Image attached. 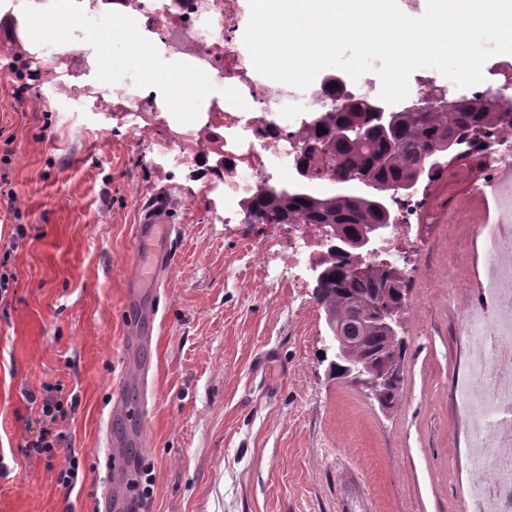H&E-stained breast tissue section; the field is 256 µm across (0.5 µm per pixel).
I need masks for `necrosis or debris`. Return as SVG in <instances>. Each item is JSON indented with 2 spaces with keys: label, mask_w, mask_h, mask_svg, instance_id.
<instances>
[{
  "label": "necrosis or debris",
  "mask_w": 512,
  "mask_h": 512,
  "mask_svg": "<svg viewBox=\"0 0 512 512\" xmlns=\"http://www.w3.org/2000/svg\"><path fill=\"white\" fill-rule=\"evenodd\" d=\"M248 11V0H128L115 13V29L134 21L158 36L166 56L190 55L195 72L223 83L224 96L211 99L203 116L160 120L133 94L129 80L87 90L97 111L122 106L129 127L161 123L157 147L171 166L211 162L207 186L222 189L224 211L231 215L261 182L297 170L308 144L306 114L333 108L336 98L322 87L298 90L257 72L240 37ZM468 149L486 159L475 175L478 191L507 193L503 178L512 170V128L472 136ZM331 244L320 224L293 225L288 237L278 239L275 256L288 270L290 287L302 286L303 272L319 266ZM490 265L500 276L489 277L479 303L462 314L469 358L458 409L482 470L466 487L473 512H512V455L502 451L503 440H512L511 240L498 241Z\"/></svg>",
  "instance_id": "necrosis-or-debris-1"
}]
</instances>
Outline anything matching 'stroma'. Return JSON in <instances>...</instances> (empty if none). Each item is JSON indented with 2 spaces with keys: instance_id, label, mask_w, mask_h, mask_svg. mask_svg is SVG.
<instances>
[{
  "instance_id": "obj_1",
  "label": "stroma",
  "mask_w": 512,
  "mask_h": 512,
  "mask_svg": "<svg viewBox=\"0 0 512 512\" xmlns=\"http://www.w3.org/2000/svg\"><path fill=\"white\" fill-rule=\"evenodd\" d=\"M0 512H96L112 483L104 455L111 383L126 365L131 228L156 193L178 203L175 262L160 311L135 346L150 360L131 458L151 475L148 512H470L475 470L454 386L465 372L460 316L491 250L477 224L469 161L427 185L404 249L407 340L390 408L330 369L326 315L312 286L250 250L267 234L204 190L194 165L167 167L160 129L66 111L27 41L69 52V29L0 17ZM59 403L53 452L33 449L43 398ZM72 486L59 476L69 457Z\"/></svg>"
}]
</instances>
